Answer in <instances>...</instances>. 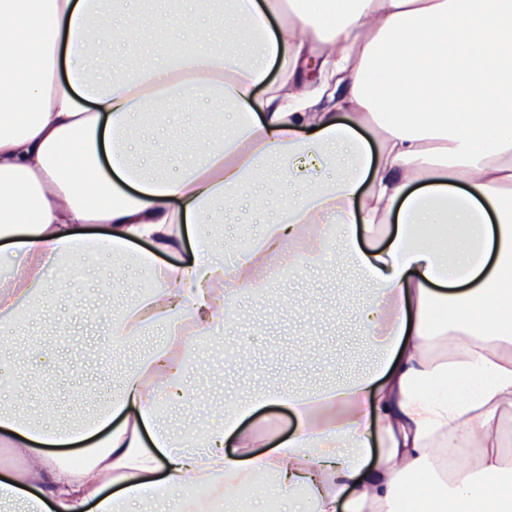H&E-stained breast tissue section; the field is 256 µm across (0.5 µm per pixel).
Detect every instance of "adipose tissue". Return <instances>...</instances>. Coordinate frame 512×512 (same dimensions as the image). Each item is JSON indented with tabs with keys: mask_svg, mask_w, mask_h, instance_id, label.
<instances>
[{
	"mask_svg": "<svg viewBox=\"0 0 512 512\" xmlns=\"http://www.w3.org/2000/svg\"><path fill=\"white\" fill-rule=\"evenodd\" d=\"M97 3L0 0V326L34 308L62 260L77 274L104 240L157 283L120 309L107 341L160 326L165 342L91 418L46 425L0 401V446L24 462L0 469V503L129 512L149 499L180 512L172 491L202 481L277 492L306 512H512L500 423L512 409V0H225L220 29L167 14L166 30L192 28L198 47L152 67L133 55L96 80L92 47L149 31L124 0L103 18ZM231 36L250 61L225 51ZM313 50L324 76L310 93ZM345 80L346 117L315 111ZM197 96L233 112V128L161 174L165 154L132 144L131 121ZM277 158L295 159L299 192L269 193L274 217L249 250L228 262L191 239L198 216L264 190ZM189 239L191 264L173 262ZM336 240L374 291L359 311L374 368L270 392L299 420L270 448L242 427L254 400L174 431L159 405L185 396L195 337L228 327L239 295L261 299L282 255L301 265ZM447 381L465 395L430 396ZM83 441L87 464L50 453ZM458 444L480 459L450 474L441 454Z\"/></svg>",
	"mask_w": 512,
	"mask_h": 512,
	"instance_id": "ef3b65f1",
	"label": "adipose tissue"
}]
</instances>
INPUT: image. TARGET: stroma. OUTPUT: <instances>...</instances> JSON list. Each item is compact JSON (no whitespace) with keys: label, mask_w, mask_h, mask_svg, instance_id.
<instances>
[{"label":"stroma","mask_w":512,"mask_h":512,"mask_svg":"<svg viewBox=\"0 0 512 512\" xmlns=\"http://www.w3.org/2000/svg\"><path fill=\"white\" fill-rule=\"evenodd\" d=\"M212 105L202 99L175 100L161 123L134 118L141 136L162 131L172 147L167 173H175L190 141L181 135L187 115L205 117ZM271 213L262 195L239 198L235 211L224 216L223 243L235 253L245 237L257 232ZM83 278L60 285L58 271L48 275V292L41 307L25 314L10 329L11 341L0 348V397L39 416L52 408L53 423L62 425L74 405L89 411L105 406L117 392L123 371L136 357L149 355L164 340L155 328L137 340L106 349L102 336L114 312L135 300L140 272L114 262L109 253L95 250L80 259ZM264 290L267 305L249 298L237 301L250 318L231 330L228 341L209 337L202 343L188 371L189 394L216 410L225 401L241 400L298 379L312 389L362 374L375 361L361 336L359 308L365 292L343 262L333 259L299 271L280 259ZM34 371L37 381L18 390L7 379L17 371ZM246 427L274 438L288 434L295 419L282 403H264L246 420Z\"/></svg>","instance_id":"35a3bbf8"}]
</instances>
